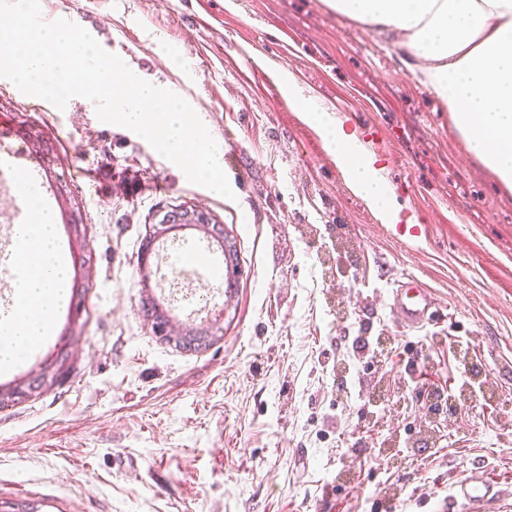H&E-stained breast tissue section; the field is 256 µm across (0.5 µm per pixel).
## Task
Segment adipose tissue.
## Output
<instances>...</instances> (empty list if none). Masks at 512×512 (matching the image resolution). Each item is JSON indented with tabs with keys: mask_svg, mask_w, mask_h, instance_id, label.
Here are the masks:
<instances>
[{
	"mask_svg": "<svg viewBox=\"0 0 512 512\" xmlns=\"http://www.w3.org/2000/svg\"><path fill=\"white\" fill-rule=\"evenodd\" d=\"M336 14L394 38L420 64V81L448 109L468 151L512 190V0H327ZM349 183L398 221L400 207L365 145L317 104L304 106ZM31 204L19 235L14 313L0 320V370L21 364L50 333L69 295V267L55 243L51 212L26 178Z\"/></svg>",
	"mask_w": 512,
	"mask_h": 512,
	"instance_id": "adipose-tissue-1",
	"label": "adipose tissue"
}]
</instances>
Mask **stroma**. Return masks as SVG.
<instances>
[{"instance_id":"35a3bbf8","label":"stroma","mask_w":512,"mask_h":512,"mask_svg":"<svg viewBox=\"0 0 512 512\" xmlns=\"http://www.w3.org/2000/svg\"><path fill=\"white\" fill-rule=\"evenodd\" d=\"M138 75L179 89L223 144L234 199L213 195L94 104L65 109L0 77V122L39 162L80 313L60 309L0 390L68 369L0 409V512H512V190L471 155L389 38L325 0H46ZM292 76L298 98L281 79ZM355 130L416 235L384 224L301 102ZM180 206L223 224L241 273L189 350L156 335L146 238ZM80 213L72 228L71 213ZM437 299L397 326L394 285ZM497 486L476 472L470 471L455 486L454 499L469 505V510H475L485 501L498 497Z\"/></svg>"}]
</instances>
